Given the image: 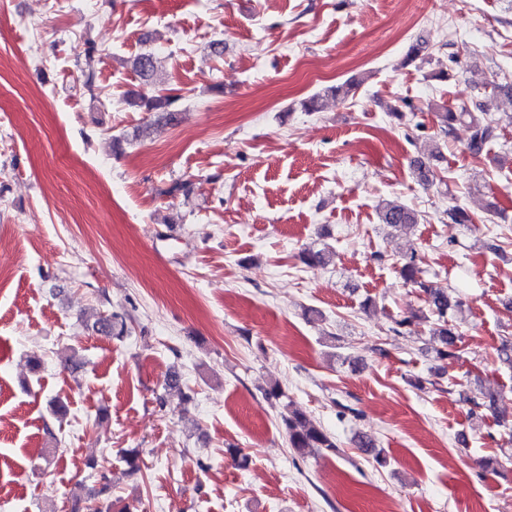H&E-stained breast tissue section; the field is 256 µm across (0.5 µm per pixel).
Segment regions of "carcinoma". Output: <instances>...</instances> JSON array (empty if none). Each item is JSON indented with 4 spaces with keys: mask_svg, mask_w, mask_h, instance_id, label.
<instances>
[{
    "mask_svg": "<svg viewBox=\"0 0 512 512\" xmlns=\"http://www.w3.org/2000/svg\"><path fill=\"white\" fill-rule=\"evenodd\" d=\"M134 69L147 82L157 74V60L151 53H144L133 61ZM127 102L132 107H138L146 112H156L168 119L174 117L170 107L173 100L166 95L145 96L141 93L131 94ZM467 123L471 134L467 150L473 156L480 155L486 147L496 142L501 135L499 122L486 117V106H479V111L470 112L463 109L459 112L446 109L438 113L439 135L448 137L453 133L455 125ZM381 221L392 227L415 224L418 214L415 210L398 201L384 202L379 206ZM300 258L308 265H326L332 260V253L326 249H306ZM422 258L413 251L402 258L399 272L404 282L414 288L428 305L431 314V335L438 338L441 347L436 349L437 358L441 361L457 357V326L454 312L461 308L463 299L460 295L452 296L447 292L433 287L423 279ZM91 328L101 336L122 338L127 333L123 319L112 313L93 314ZM496 394L491 391L480 392V397L469 400L470 414L475 415L481 409H494ZM288 445L297 453L303 455L312 448L336 451L337 445L323 427L306 416L295 411L282 416Z\"/></svg>",
    "mask_w": 512,
    "mask_h": 512,
    "instance_id": "obj_1",
    "label": "carcinoma"
}]
</instances>
